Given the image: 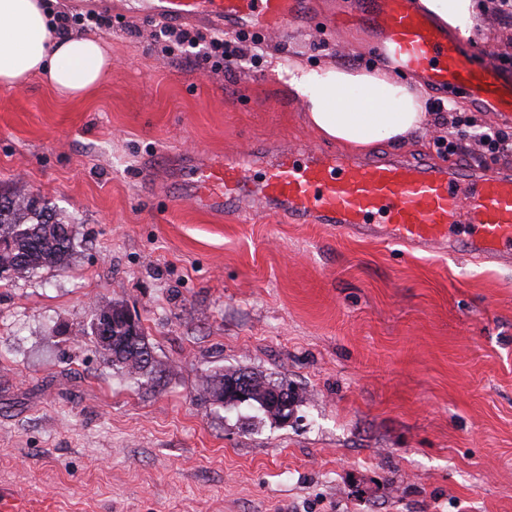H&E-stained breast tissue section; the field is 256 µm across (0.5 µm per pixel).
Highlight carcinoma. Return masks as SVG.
Masks as SVG:
<instances>
[{
  "mask_svg": "<svg viewBox=\"0 0 512 512\" xmlns=\"http://www.w3.org/2000/svg\"><path fill=\"white\" fill-rule=\"evenodd\" d=\"M11 239V247L0 252V272H8L10 278H23L41 268L60 269L67 266L74 253V238L68 226L56 217L55 211L46 202L37 198L21 186L0 189V238ZM112 344L102 347L112 366L129 375H148L161 371L148 347L144 331H139L138 340L128 339V331L120 317L110 326ZM239 375L251 379L252 402L265 409V400L271 382L253 373L241 371ZM234 373H214L205 377L203 392L213 396L224 380Z\"/></svg>",
  "mask_w": 512,
  "mask_h": 512,
  "instance_id": "carcinoma-1",
  "label": "carcinoma"
}]
</instances>
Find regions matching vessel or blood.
I'll return each instance as SVG.
<instances>
[{"mask_svg":"<svg viewBox=\"0 0 512 512\" xmlns=\"http://www.w3.org/2000/svg\"><path fill=\"white\" fill-rule=\"evenodd\" d=\"M354 22L391 49L402 74L457 91L512 120V74L492 56L474 63L446 29L409 0H359ZM312 0H141L160 19L203 22L237 31L282 29L301 21ZM181 192L200 210L233 218L264 211L296 224H328L346 237L380 239L450 253L464 225L467 254L478 262L512 263V171L419 163L404 155L378 161L323 150L272 145L196 157Z\"/></svg>","mask_w":512,"mask_h":512,"instance_id":"b4317fda","label":"vessel or blood"}]
</instances>
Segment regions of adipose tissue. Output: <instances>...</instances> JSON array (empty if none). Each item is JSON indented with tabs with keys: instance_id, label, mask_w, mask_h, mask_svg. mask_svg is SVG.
I'll return each mask as SVG.
<instances>
[{
	"instance_id": "1",
	"label": "adipose tissue",
	"mask_w": 512,
	"mask_h": 512,
	"mask_svg": "<svg viewBox=\"0 0 512 512\" xmlns=\"http://www.w3.org/2000/svg\"><path fill=\"white\" fill-rule=\"evenodd\" d=\"M417 6L461 40L482 22L475 0H418ZM271 71L322 139L364 151L401 143L422 130L430 100L421 83L393 76L390 66L274 61ZM112 72L108 43L96 36L57 35L43 0H0V88L41 80L58 98L83 99Z\"/></svg>"
}]
</instances>
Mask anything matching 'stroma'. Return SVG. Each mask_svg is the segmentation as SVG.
I'll list each match as a JSON object with an SVG mask.
<instances>
[{
    "label": "stroma",
    "mask_w": 512,
    "mask_h": 512,
    "mask_svg": "<svg viewBox=\"0 0 512 512\" xmlns=\"http://www.w3.org/2000/svg\"><path fill=\"white\" fill-rule=\"evenodd\" d=\"M350 7L317 0L227 71L163 53V20L134 4L98 31L112 74L89 97L0 88V188L23 184L75 235L68 267L0 287V512H512V266L180 196L188 150H336L266 57L378 64L367 30L335 26ZM510 39L496 19L465 47L512 69ZM456 108L472 126L434 120L367 158L447 164L444 132L458 164L512 166L472 140L512 123ZM105 299L138 317L163 373L108 363L89 328ZM234 370L288 384V422L203 398L206 376Z\"/></svg>",
    "instance_id": "obj_1"
}]
</instances>
